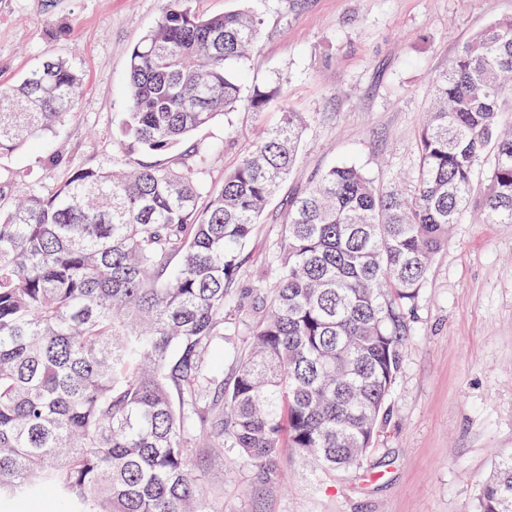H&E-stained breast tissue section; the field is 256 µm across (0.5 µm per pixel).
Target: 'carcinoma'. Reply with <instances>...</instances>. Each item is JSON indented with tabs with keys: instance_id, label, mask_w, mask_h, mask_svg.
Segmentation results:
<instances>
[{
	"instance_id": "cac0c4a2",
	"label": "carcinoma",
	"mask_w": 512,
	"mask_h": 512,
	"mask_svg": "<svg viewBox=\"0 0 512 512\" xmlns=\"http://www.w3.org/2000/svg\"><path fill=\"white\" fill-rule=\"evenodd\" d=\"M260 26L167 0L128 55L127 169H77L46 195L0 180V512L42 496L62 512H220L192 457L231 448L272 481L284 440L323 473L356 468L454 225L512 224L511 17L435 76L409 187L340 165L291 197L270 305L217 380L244 248L305 126L275 84L242 95ZM81 87L59 57L0 86V157L74 115ZM240 106L262 132L206 192L207 156L177 148ZM475 512H512V455Z\"/></svg>"
}]
</instances>
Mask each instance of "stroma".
<instances>
[{
	"label": "stroma",
	"mask_w": 512,
	"mask_h": 512,
	"mask_svg": "<svg viewBox=\"0 0 512 512\" xmlns=\"http://www.w3.org/2000/svg\"><path fill=\"white\" fill-rule=\"evenodd\" d=\"M164 6L0 0V85L18 82L51 54L83 78L74 117L46 144L0 157V175L46 191L76 168L123 167L128 53ZM189 7L201 16L242 8L260 17L243 92L276 84L306 123L295 168L235 275L236 332L224 342L229 371L276 278L272 257L289 197L335 164L356 165L381 185L408 178L435 74L461 43L512 17V0H189ZM257 131L241 108L191 135L188 147L207 155L206 187L220 186ZM50 152L58 164L46 162ZM409 321L388 416L361 468L328 477L285 448L276 480L265 483L250 462L214 457L206 467L223 512H474L495 461L512 453V224L467 217L455 225Z\"/></svg>",
	"instance_id": "obj_1"
}]
</instances>
